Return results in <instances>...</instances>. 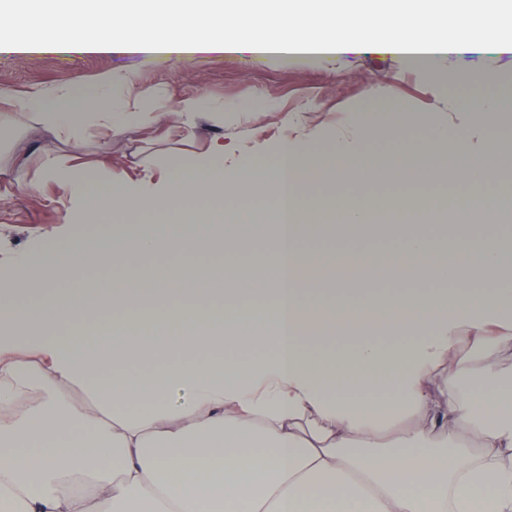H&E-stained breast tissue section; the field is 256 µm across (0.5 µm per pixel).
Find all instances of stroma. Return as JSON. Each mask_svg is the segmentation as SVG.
Returning a JSON list of instances; mask_svg holds the SVG:
<instances>
[{"label":"stroma","mask_w":512,"mask_h":512,"mask_svg":"<svg viewBox=\"0 0 512 512\" xmlns=\"http://www.w3.org/2000/svg\"><path fill=\"white\" fill-rule=\"evenodd\" d=\"M466 70L512 78L511 55H463L441 57L424 63L376 54L349 55L335 59L298 62L291 56L251 54H197L179 59L164 55H78L43 53L20 56L0 53V113L13 109L15 99L29 92L45 99L75 87H92L101 81L112 86L113 113L145 107L172 108L185 98L198 99L190 134L160 127H143L104 142L94 118H87L78 141L55 136L32 120L15 124L0 137V277H6L13 262L50 243H68L91 237L95 227L83 223L79 197H60L47 168L80 163L94 170L99 179L108 174L123 178L131 207L101 214L108 225L135 228L160 223L161 214L140 211L139 202L168 196L170 160L209 157L215 145H223L225 167H235L241 158L256 162L271 160L282 140L289 136L330 146L336 139L350 138L352 114L366 109L398 106L413 112H440L444 105L429 90L431 80ZM30 182L33 189L20 196L16 180ZM309 197L329 201L341 195L371 196L386 203L402 195H434L456 202L480 195L481 189L447 178L424 183L409 175L387 182L307 183ZM268 195L244 190L232 203L223 196L190 193L179 201L182 212L197 220L215 210L226 217L270 211ZM395 245L390 235L367 238H304L300 249L319 252L344 249L350 252H387ZM220 267L225 273L244 270L264 275L261 254L225 256L218 253H159L129 256L119 267L100 264L85 271L89 279H125L180 267Z\"/></svg>","instance_id":"1"}]
</instances>
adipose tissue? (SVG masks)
Returning a JSON list of instances; mask_svg holds the SVG:
<instances>
[{
    "label": "adipose tissue",
    "mask_w": 512,
    "mask_h": 512,
    "mask_svg": "<svg viewBox=\"0 0 512 512\" xmlns=\"http://www.w3.org/2000/svg\"><path fill=\"white\" fill-rule=\"evenodd\" d=\"M490 10L495 35L477 23ZM283 12L289 23L276 40L280 55L320 40L321 58H409L425 27L461 12L472 24L432 37L427 57L512 55V0H79L66 15V39L51 45L19 37L35 27V11L0 12V49L255 54L259 45L242 37L241 21ZM153 15L173 19L164 38L133 40ZM342 25L348 34L328 35ZM487 81L471 71L449 84L452 128L433 127L430 149L448 153L453 166L425 167L422 180L451 172L482 184L507 169L487 132L489 117L512 111V97L484 95ZM106 102L102 89L76 88L50 106L32 95L17 110L61 133L88 115L108 134L125 133ZM418 119L398 109L354 115L351 125L360 132L390 124L393 154L408 156L404 134ZM171 175L176 196L229 200L258 188L273 198L277 223L261 237L240 224L193 226L180 215L170 232L145 237L104 225L94 237L15 260L0 281V512H512V368L487 362L512 347V286L503 279L512 248L469 232L473 220L502 215L501 190L460 203L448 250L462 264L436 266L429 225L398 226L395 278L434 269L454 289L446 298L404 290L374 308L356 300L372 295L378 277L361 266L335 278L303 266L298 242L309 229L289 221L316 207L303 184L385 177L364 155L289 139L264 165L245 159L228 172L212 157L181 159ZM50 177L63 193L83 196L92 216L130 204L121 179L102 184L79 166ZM188 225L194 235H182ZM259 249L266 277L224 286L271 298L269 333L224 334L225 312L209 308L215 291L204 274H161L141 290L79 276L134 253ZM40 268L77 276V288H50L36 279ZM475 275L485 283L476 293ZM181 292L195 308L155 314L154 304ZM132 308L127 338L116 340L112 316ZM11 326L21 335L8 334ZM331 340L335 348L323 350ZM463 345L469 354L461 358ZM69 386L83 388L92 406L72 401ZM38 388L42 400L28 408ZM462 429L468 441H459Z\"/></svg>",
    "instance_id": "ef3b65f1"
}]
</instances>
